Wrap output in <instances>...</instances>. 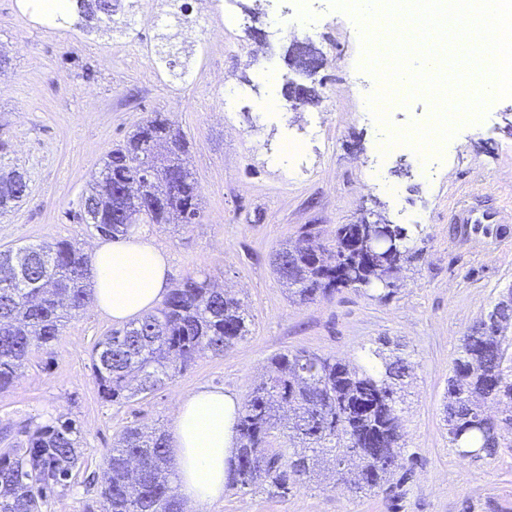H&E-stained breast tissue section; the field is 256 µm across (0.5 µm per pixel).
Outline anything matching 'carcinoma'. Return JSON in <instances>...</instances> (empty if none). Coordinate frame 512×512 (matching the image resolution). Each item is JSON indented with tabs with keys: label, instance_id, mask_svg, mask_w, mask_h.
Returning a JSON list of instances; mask_svg holds the SVG:
<instances>
[{
	"label": "carcinoma",
	"instance_id": "obj_1",
	"mask_svg": "<svg viewBox=\"0 0 512 512\" xmlns=\"http://www.w3.org/2000/svg\"><path fill=\"white\" fill-rule=\"evenodd\" d=\"M87 20L110 19L115 0H76ZM187 141L162 115L149 119L114 146L82 198L80 219L104 236L127 234L132 224L116 213L133 205L118 195L122 182L143 185L151 202L139 220L148 224H189L199 216L195 182L185 165ZM23 173L0 171V214L27 195ZM374 224H340L329 244L311 227L274 259L282 283L301 303L329 297L343 288L378 297L396 293L400 274L413 258L406 228L382 210ZM93 300L92 254L71 241L43 242L0 251V391L10 387L34 346L60 335L64 319ZM247 316L239 300L207 279L188 277L172 288L155 313L99 340L92 351L93 376L101 398L119 402L153 392L188 363L220 355L246 336ZM509 324H473L448 377L445 422L459 455L478 450L494 457L511 448L502 427L512 430V341ZM383 346L361 348L352 360L307 352L270 358L271 372L252 388L238 410L237 447L229 484L248 488L267 481L288 493L292 479L310 478L328 456L345 458L335 475L355 493L382 489L402 467L398 386L412 364ZM503 405L498 419L481 413L482 403ZM279 432L281 447L269 449ZM76 428L70 421L37 428L27 447L0 458V512H38L39 482L59 481L77 467ZM102 488L104 512H184L173 487L168 440L159 431L128 427L110 450Z\"/></svg>",
	"mask_w": 512,
	"mask_h": 512
}]
</instances>
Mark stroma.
Masks as SVG:
<instances>
[{
    "label": "stroma",
    "instance_id": "1",
    "mask_svg": "<svg viewBox=\"0 0 512 512\" xmlns=\"http://www.w3.org/2000/svg\"><path fill=\"white\" fill-rule=\"evenodd\" d=\"M251 2L231 0L239 24L223 40L146 60L133 46L155 33L119 32L128 6L108 22L53 31L24 0H0V48L10 58L0 73V140L8 143L0 170H19L28 183L27 195L0 214V250L56 240L92 248L97 232L75 218L92 174L113 145L165 112L190 143L186 166L201 209L194 223L151 224L148 234L169 260L171 283L209 278L248 314L247 335L224 355L202 356L162 388L112 403L98 394L91 354L113 323L86 306L50 346L29 353L0 393V453L25 447L37 427L71 420L80 467L49 484L40 512H100L108 454L126 427L170 429L179 396L200 385L245 402L277 353L349 359L385 338L413 365L398 405L404 477L393 491L356 495L321 477L295 482L285 496L229 487L210 512H512V450L460 457L443 413L464 334L512 289V223L467 236L452 221L474 196L512 210V97L491 103L481 121L460 124L446 152L408 148L378 160L390 129L429 124L430 101L408 97L388 105L387 123L367 120L381 83L357 21L329 0H307L301 12L285 0L286 21L263 14L253 22L243 13ZM295 40L322 55L310 80L319 101L278 117L249 57L265 54L285 84ZM217 71L220 87L212 82ZM229 87L234 114L222 121L212 109ZM175 95L186 105L172 113ZM293 140L303 141L308 162L295 179L273 161ZM367 203L406 228L416 253L397 292L379 299L345 288L311 303L292 297L273 271L276 250L312 224L328 242Z\"/></svg>",
    "mask_w": 512,
    "mask_h": 512
}]
</instances>
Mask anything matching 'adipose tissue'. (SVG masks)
<instances>
[{"instance_id":"1","label":"adipose tissue","mask_w":512,"mask_h":512,"mask_svg":"<svg viewBox=\"0 0 512 512\" xmlns=\"http://www.w3.org/2000/svg\"><path fill=\"white\" fill-rule=\"evenodd\" d=\"M93 302L116 323L153 308L169 288L167 257L141 233L102 241L93 252ZM239 405L235 397L206 385L179 397L172 423L177 485L197 512L222 503L227 461L236 446Z\"/></svg>"}]
</instances>
